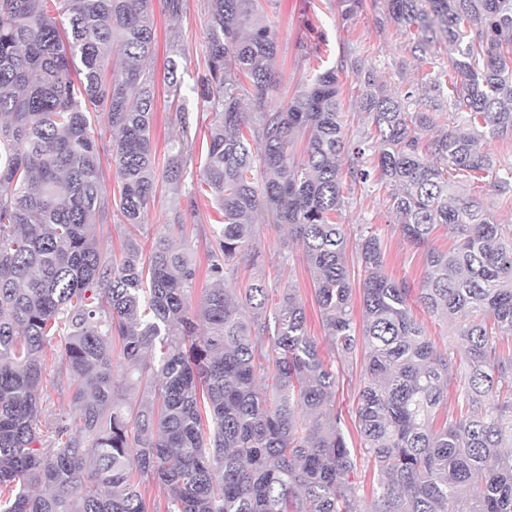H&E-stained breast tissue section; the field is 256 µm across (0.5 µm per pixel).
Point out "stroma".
<instances>
[{"mask_svg":"<svg viewBox=\"0 0 512 512\" xmlns=\"http://www.w3.org/2000/svg\"><path fill=\"white\" fill-rule=\"evenodd\" d=\"M185 8L179 17H171L163 0H152L155 18V51L153 69L158 91V105L152 117L151 134L157 162H165L170 141L179 131L180 103L169 94L168 63L176 61L177 77L183 85L194 84L204 69L207 51L206 0H184ZM373 11L343 22L339 0H265L262 19L275 35L277 66L281 72L279 85L273 88L265 106L274 109L287 102L317 72L341 66L342 113L346 131L359 134L361 113L355 99L358 88L352 70L359 63L373 69L378 79L389 89L404 92L420 88L429 68L419 65L409 53L408 38L395 29H382ZM182 34L180 54L170 48V31ZM198 210H183L182 222L187 228L185 242L199 268H206V250L218 227L219 213L200 183H193ZM387 194L383 191L346 196L339 221L347 232L358 225L374 227L382 241L385 271L395 279L420 281L425 274L422 251L404 241L400 228L388 209ZM257 242L264 261L253 264L251 256L236 259L235 279L228 288L243 291L253 278L264 277L269 291L295 288L306 305L309 333L323 340L324 331L315 303L313 285L302 249L286 243L288 228L284 225L257 220Z\"/></svg>","mask_w":512,"mask_h":512,"instance_id":"stroma-1","label":"stroma"}]
</instances>
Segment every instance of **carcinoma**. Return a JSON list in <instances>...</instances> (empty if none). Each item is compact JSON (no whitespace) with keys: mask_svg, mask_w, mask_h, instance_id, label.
<instances>
[{"mask_svg":"<svg viewBox=\"0 0 512 512\" xmlns=\"http://www.w3.org/2000/svg\"><path fill=\"white\" fill-rule=\"evenodd\" d=\"M376 2L341 0L342 17ZM207 8L196 115L180 111L164 166L166 228L181 231L182 209L198 208L182 182L191 128L205 124L199 181L223 221L208 250L215 285L194 305L200 271L168 236L145 258L131 234L108 256L88 233L114 209L137 227L155 196L151 0H0V512H512V228L482 198L512 203V166L486 148L512 144V0H385L378 26L414 33L416 61L443 50L447 64L418 96L355 66L356 140L334 67L282 108L243 111L280 81L275 37L260 0ZM445 106L464 126L436 130ZM345 178L387 189L426 265L416 285L392 279L381 239L360 227L359 323L352 237L336 222ZM258 213L303 247L330 364L295 289L269 315L265 279L224 288L239 255L263 261ZM440 226L457 237L447 251L431 246ZM414 304L463 354L437 349ZM358 358L357 450L333 364ZM49 385L75 417L43 419ZM360 452L376 469L368 507ZM155 485L162 505L147 503Z\"/></svg>","mask_w":512,"mask_h":512,"instance_id":"obj_1","label":"carcinoma"}]
</instances>
